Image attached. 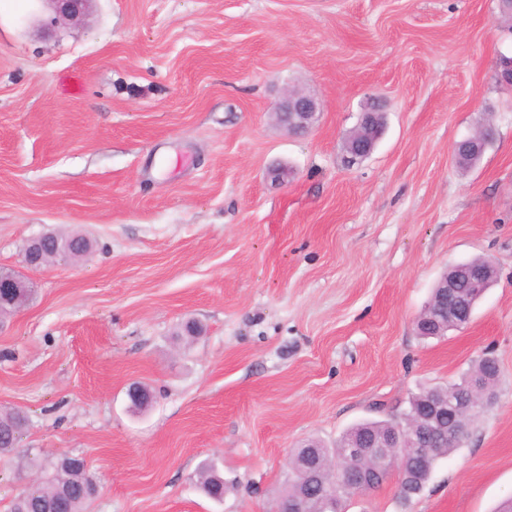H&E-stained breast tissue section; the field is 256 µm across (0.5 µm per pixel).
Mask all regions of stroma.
I'll return each instance as SVG.
<instances>
[{"label":"stroma","instance_id":"stroma-1","mask_svg":"<svg viewBox=\"0 0 512 512\" xmlns=\"http://www.w3.org/2000/svg\"><path fill=\"white\" fill-rule=\"evenodd\" d=\"M512 22L498 0H93L81 24L0 0V269L45 232L93 243L34 273L0 322V512L36 464L83 457L86 512H271L292 452L399 415L485 351L493 407L407 506L398 481L346 512H495L512 499ZM318 99L312 130L274 118ZM373 152L342 144L368 97ZM497 135L458 168L455 142ZM489 257L470 323L415 318L452 264ZM199 332L186 341L185 323ZM154 394L144 411L127 390ZM236 480L209 500L195 474ZM320 111V103L310 95L303 92H290L279 104L274 114H277L278 121L290 133L309 132ZM284 114L288 116L289 124L283 120ZM20 410L0 412V455L13 451L19 432L16 431Z\"/></svg>","mask_w":512,"mask_h":512}]
</instances>
